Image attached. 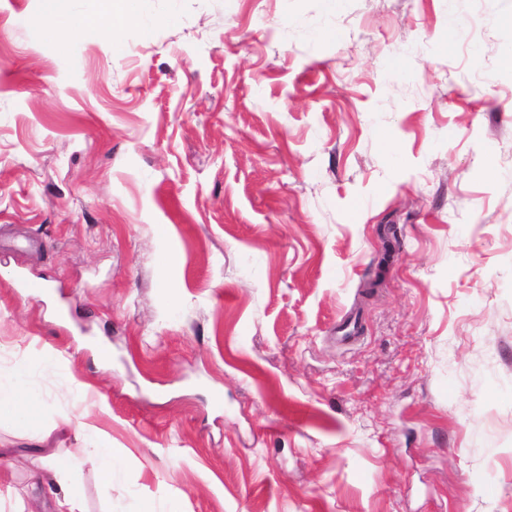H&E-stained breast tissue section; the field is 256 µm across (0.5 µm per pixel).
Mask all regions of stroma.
Instances as JSON below:
<instances>
[{"instance_id": "35a3bbf8", "label": "stroma", "mask_w": 512, "mask_h": 512, "mask_svg": "<svg viewBox=\"0 0 512 512\" xmlns=\"http://www.w3.org/2000/svg\"><path fill=\"white\" fill-rule=\"evenodd\" d=\"M70 7L0 0V512H512V0ZM45 2L47 17L51 19L67 17L65 23L57 28L59 36L65 41H73L90 31H98L107 35L112 29L111 21L107 25L90 16L71 15L68 12L67 0H46ZM55 357V352L48 350L34 361H22L17 365L12 382L7 386L0 385V420H10L23 429L36 426L43 397L28 387V377L33 367L49 364ZM74 427L81 436L91 434L94 437L100 480L105 484H112V479L117 472V465L112 455V437L86 421H79ZM52 479H38L41 483L36 490L43 498L44 512H83L78 497V480L72 471L62 466L51 465Z\"/></svg>"}]
</instances>
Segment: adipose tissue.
<instances>
[{"mask_svg": "<svg viewBox=\"0 0 512 512\" xmlns=\"http://www.w3.org/2000/svg\"><path fill=\"white\" fill-rule=\"evenodd\" d=\"M45 11L49 18H62L63 24L57 32L66 41L80 38L91 31L103 34L111 31L110 25L96 18L69 14L67 0H46ZM55 357V352L50 350L39 356L36 362L24 361L17 365L12 382L6 386L0 385V420H10L24 429L36 426L43 397L29 388L28 377L34 364L46 365ZM51 472V479L42 481L37 488L45 512H82L76 476L57 464L52 465Z\"/></svg>", "mask_w": 512, "mask_h": 512, "instance_id": "ef3b65f1", "label": "adipose tissue"}]
</instances>
